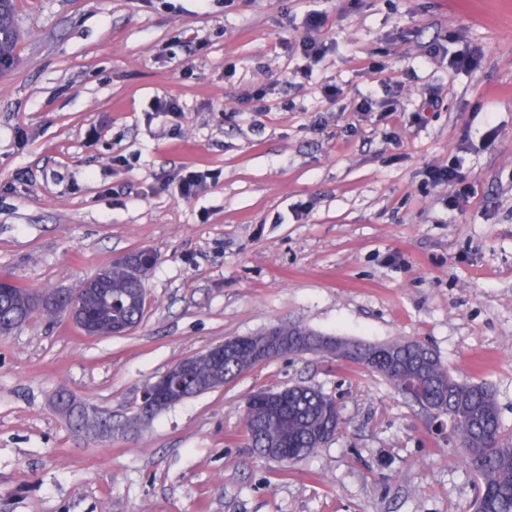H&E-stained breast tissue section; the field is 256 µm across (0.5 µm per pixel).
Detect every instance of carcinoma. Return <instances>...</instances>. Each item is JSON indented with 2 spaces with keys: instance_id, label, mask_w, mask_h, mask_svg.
<instances>
[{
  "instance_id": "1",
  "label": "carcinoma",
  "mask_w": 512,
  "mask_h": 512,
  "mask_svg": "<svg viewBox=\"0 0 512 512\" xmlns=\"http://www.w3.org/2000/svg\"><path fill=\"white\" fill-rule=\"evenodd\" d=\"M14 0H0V64L9 61L17 41L12 25ZM152 259L142 252L119 260L95 278L83 282L71 294L78 296L80 314L75 323L85 333H104L112 323L136 326L145 308V286L131 272ZM37 311L31 290L16 284L0 298V331L29 320ZM281 333L296 344L312 336L313 353H327L383 376L399 392L416 387L426 411L453 423L461 448V465L480 481L473 512H512V441L506 438L497 403L485 385L452 377L441 359L416 340L369 344L342 340L322 343L324 335L299 325H282ZM263 333L248 337L236 353L219 361L195 365L183 388L171 393L166 406L235 380L255 366L252 361ZM278 413L271 415L262 404H245L244 437L247 445L269 456L280 451L286 466L313 453L336 435L341 425L332 399L308 386L274 391Z\"/></svg>"
}]
</instances>
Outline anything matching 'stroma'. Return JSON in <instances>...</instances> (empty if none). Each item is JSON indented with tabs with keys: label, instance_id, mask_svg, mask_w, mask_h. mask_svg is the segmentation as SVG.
Segmentation results:
<instances>
[{
	"label": "stroma",
	"instance_id": "35a3bbf8",
	"mask_svg": "<svg viewBox=\"0 0 512 512\" xmlns=\"http://www.w3.org/2000/svg\"><path fill=\"white\" fill-rule=\"evenodd\" d=\"M314 10L331 50L297 78L288 45ZM15 24L0 276L49 295L131 253L154 265L125 334L85 335L65 314L0 334V512H467L477 479L454 439L383 377L321 353L147 421L137 407L173 364L298 324L426 344L490 387L512 434V0H16ZM437 45L479 63L450 69ZM366 95L394 113L359 111ZM457 156L471 193L452 211L425 172ZM183 167L216 179L182 200ZM294 385L336 397L341 429L285 467L247 448L243 407ZM63 394L111 431L77 426Z\"/></svg>",
	"mask_w": 512,
	"mask_h": 512
}]
</instances>
